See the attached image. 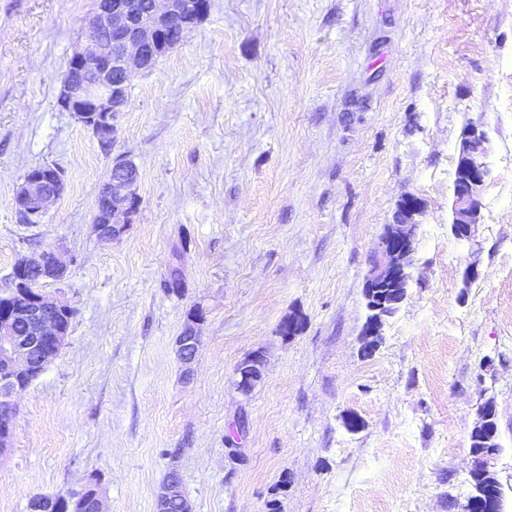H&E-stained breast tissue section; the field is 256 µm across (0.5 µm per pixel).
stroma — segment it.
Here are the masks:
<instances>
[{
  "label": "stroma",
  "mask_w": 512,
  "mask_h": 512,
  "mask_svg": "<svg viewBox=\"0 0 512 512\" xmlns=\"http://www.w3.org/2000/svg\"><path fill=\"white\" fill-rule=\"evenodd\" d=\"M94 6L0 0V294L19 258L57 250L67 275L40 289L74 311L14 399L0 512L92 479L104 512H156L173 473L191 512H462L487 401L512 512V0H210L135 75L108 150L58 105ZM472 123L493 176L461 241L452 187ZM119 157L141 203L105 244L92 217ZM43 164L65 190L27 223L13 197ZM407 195L424 205L413 279L368 355L364 280ZM175 257L179 297L160 286ZM196 308L186 378L175 341ZM256 352L245 395L235 369Z\"/></svg>",
  "instance_id": "35a3bbf8"
}]
</instances>
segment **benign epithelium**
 Returning a JSON list of instances; mask_svg holds the SVG:
<instances>
[{
  "label": "benign epithelium",
  "instance_id": "benign-epithelium-1",
  "mask_svg": "<svg viewBox=\"0 0 512 512\" xmlns=\"http://www.w3.org/2000/svg\"><path fill=\"white\" fill-rule=\"evenodd\" d=\"M209 9V0H149L141 13L129 0H98L89 18L85 43L77 45L62 79L59 106L70 113L97 138L115 139L117 114L124 111L134 76L151 69L159 58L177 48ZM112 38L111 51L105 52L100 37ZM490 139L484 127L472 123L466 127L457 146L456 177L464 185L452 200L454 231L457 237L471 239L482 223V194L492 176L486 159ZM65 185L46 171L27 172L14 195L17 212L31 223L42 217L58 199ZM103 203L95 205L93 224L100 241L109 243L120 237L140 205L138 170L124 158L113 161L108 178L101 185ZM419 203L401 208L398 223L384 234L370 261L364 298L368 315V337L381 336L387 318V294H407L412 278ZM43 255L21 258L12 278L27 287L28 281L17 274L29 267L41 266ZM28 323L25 334L18 332L19 319ZM70 307L42 293L35 296L31 308L22 315L0 310V456L13 443L12 400L25 389V382L36 368L31 351L36 347L59 350L69 335ZM202 314L191 318L176 340V352L185 367H190L200 344L196 325ZM237 386L250 393L262 380V361L257 355L243 359L235 370Z\"/></svg>",
  "mask_w": 512,
  "mask_h": 512
}]
</instances>
